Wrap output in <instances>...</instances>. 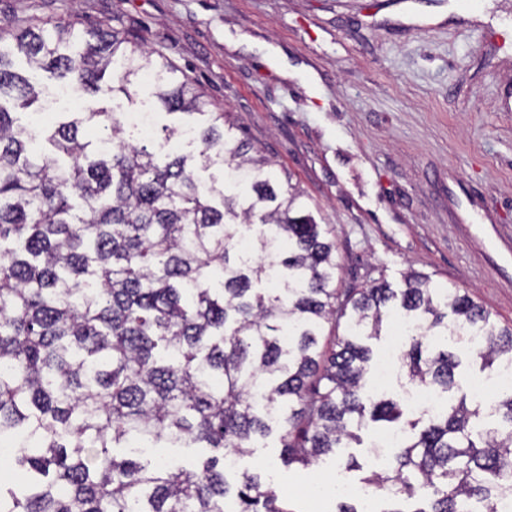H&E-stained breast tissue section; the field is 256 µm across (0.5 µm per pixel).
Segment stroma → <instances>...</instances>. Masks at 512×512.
Returning a JSON list of instances; mask_svg holds the SVG:
<instances>
[{
	"instance_id": "1",
	"label": "stroma",
	"mask_w": 512,
	"mask_h": 512,
	"mask_svg": "<svg viewBox=\"0 0 512 512\" xmlns=\"http://www.w3.org/2000/svg\"><path fill=\"white\" fill-rule=\"evenodd\" d=\"M44 21L130 32L230 112L334 225L343 286L412 271L512 325V0H0V26ZM381 433L306 468L274 433L238 466L334 512L305 489L387 469Z\"/></svg>"
}]
</instances>
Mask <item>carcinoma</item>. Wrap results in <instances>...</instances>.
Masks as SVG:
<instances>
[{
  "instance_id": "cac0c4a2",
  "label": "carcinoma",
  "mask_w": 512,
  "mask_h": 512,
  "mask_svg": "<svg viewBox=\"0 0 512 512\" xmlns=\"http://www.w3.org/2000/svg\"><path fill=\"white\" fill-rule=\"evenodd\" d=\"M108 70L130 102L148 74L166 113L210 106L123 32L0 27V447L22 473L0 476V512H289L263 471H225L224 451L243 456L276 426L284 463L307 467L369 422L405 439L363 483L420 502L413 512L512 497V389L491 404L496 426L476 428L484 408L456 382L454 353L433 346L474 337L472 362L491 377L512 363V326L414 273L398 290H340L333 225L216 107L206 126L163 127L197 150L162 164L105 107L52 115L39 145L21 122L45 110L36 74L96 93ZM216 165L224 181L202 183L196 170ZM398 316L411 383L456 394L422 428L366 387L368 341ZM146 448L209 455L186 470Z\"/></svg>"
}]
</instances>
